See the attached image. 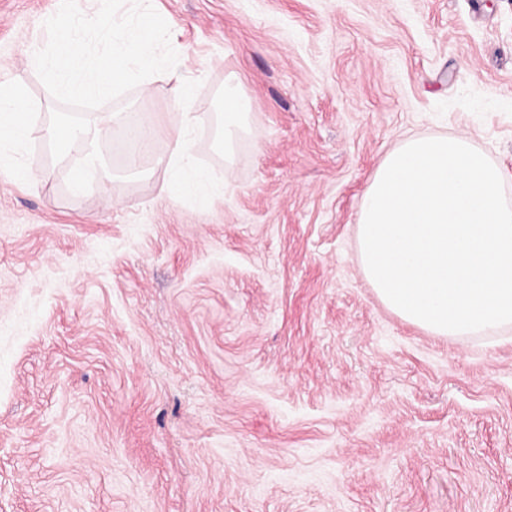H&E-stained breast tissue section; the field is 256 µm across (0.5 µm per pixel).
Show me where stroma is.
<instances>
[{
	"label": "stroma",
	"instance_id": "obj_1",
	"mask_svg": "<svg viewBox=\"0 0 512 512\" xmlns=\"http://www.w3.org/2000/svg\"><path fill=\"white\" fill-rule=\"evenodd\" d=\"M194 80L200 168L77 194L34 140L0 171V512H512V327L448 339L363 277L366 188L410 135H465L512 204V0H151ZM60 0H0V74ZM251 101L232 159L216 102ZM176 81L105 104L130 124Z\"/></svg>",
	"mask_w": 512,
	"mask_h": 512
}]
</instances>
